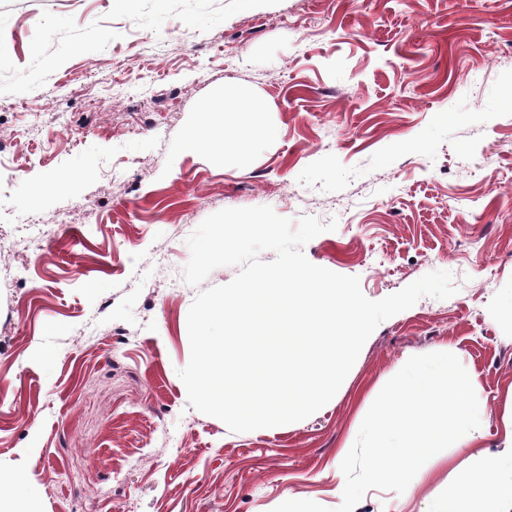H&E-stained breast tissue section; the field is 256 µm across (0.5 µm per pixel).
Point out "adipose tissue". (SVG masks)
I'll list each match as a JSON object with an SVG mask.
<instances>
[{"instance_id": "adipose-tissue-1", "label": "adipose tissue", "mask_w": 512, "mask_h": 512, "mask_svg": "<svg viewBox=\"0 0 512 512\" xmlns=\"http://www.w3.org/2000/svg\"><path fill=\"white\" fill-rule=\"evenodd\" d=\"M268 134L267 127L247 114L234 125L232 133L221 138L191 132L183 149L195 153L208 147L243 157L254 140ZM503 426L508 445L496 454L477 456L470 469L460 471L453 489L438 501L433 512H497L500 503L512 502V415L504 417Z\"/></svg>"}]
</instances>
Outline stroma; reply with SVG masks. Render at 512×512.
Segmentation results:
<instances>
[{
    "label": "stroma",
    "mask_w": 512,
    "mask_h": 512,
    "mask_svg": "<svg viewBox=\"0 0 512 512\" xmlns=\"http://www.w3.org/2000/svg\"><path fill=\"white\" fill-rule=\"evenodd\" d=\"M262 106L248 160L185 153L203 103ZM336 230L307 259L383 321L299 422L231 431L188 403V237L225 208ZM454 354L488 420L404 493L430 512L512 410V0H0V473L37 512H336L370 406L415 355Z\"/></svg>",
    "instance_id": "35a3bbf8"
}]
</instances>
